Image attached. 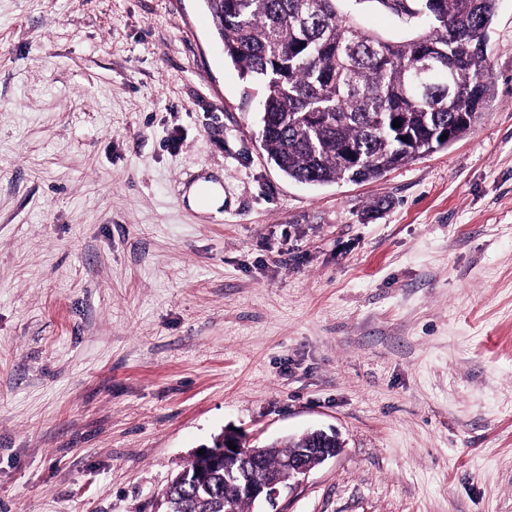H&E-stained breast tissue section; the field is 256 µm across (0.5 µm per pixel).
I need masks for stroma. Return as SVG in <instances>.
Masks as SVG:
<instances>
[{
	"label": "stroma",
	"instance_id": "obj_1",
	"mask_svg": "<svg viewBox=\"0 0 512 512\" xmlns=\"http://www.w3.org/2000/svg\"><path fill=\"white\" fill-rule=\"evenodd\" d=\"M488 40L460 139L311 185L203 0H0V512H154L222 432L316 429L281 512H512V0ZM206 190L208 195V206L206 208L201 207V191ZM188 202L193 207H200L202 209L217 208L224 203V196L222 195L221 189L218 185L201 181L193 186L188 193Z\"/></svg>",
	"mask_w": 512,
	"mask_h": 512
}]
</instances>
